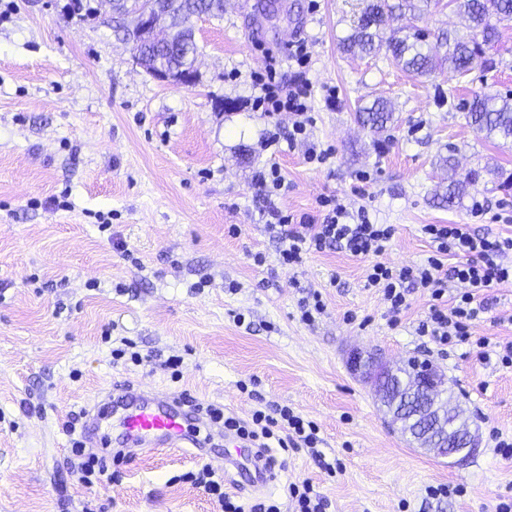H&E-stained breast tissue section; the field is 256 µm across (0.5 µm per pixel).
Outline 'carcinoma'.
<instances>
[{"instance_id": "carcinoma-1", "label": "carcinoma", "mask_w": 512, "mask_h": 512, "mask_svg": "<svg viewBox=\"0 0 512 512\" xmlns=\"http://www.w3.org/2000/svg\"><path fill=\"white\" fill-rule=\"evenodd\" d=\"M459 14L468 21L470 33L449 36L446 33L429 41V35L415 25L431 0H398L394 5L388 0H366V5L353 31L342 40L347 53L366 56L385 51V57L396 66L417 76H429L437 71L449 70L460 77L469 74L474 61L480 59L488 68L493 60L486 57V49L499 37L498 24L512 21V0H451ZM202 15L220 18L224 15V0H182L178 14L171 26L172 40L184 46L180 55L158 45L141 29L129 26L125 14L112 10L109 16H101V23L112 27L115 36L130 46L134 58L147 73L158 68H172L185 63L194 65L199 47L193 36V19ZM403 25L387 33L392 19ZM357 118L362 124L379 132L393 121L394 112L384 99L359 108ZM466 118L488 140H512V95L476 96L467 104ZM479 179L473 171L464 179L455 178V169L448 166V205L461 200L469 186Z\"/></svg>"}]
</instances>
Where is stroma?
Wrapping results in <instances>:
<instances>
[{
    "label": "stroma",
    "mask_w": 512,
    "mask_h": 512,
    "mask_svg": "<svg viewBox=\"0 0 512 512\" xmlns=\"http://www.w3.org/2000/svg\"><path fill=\"white\" fill-rule=\"evenodd\" d=\"M265 2L224 0L223 18L194 19L198 78L183 86L147 74L111 27L70 16L67 0H0V512H216L182 476L205 463L223 474L230 444L217 436L201 452L162 448L115 463L101 485L79 480L68 424H84L99 392L118 384L240 419L281 404L314 421L316 451L273 448L280 467L266 488L225 476L245 506L305 481L328 512H493L512 496V457L495 446L512 439V367L473 344L425 341L416 328L427 296L410 293L391 316L366 285L368 260L348 251L281 267L265 218L273 208L318 216L324 196L366 207L372 223L394 227L379 256L393 266L427 259L426 224L512 237V190L495 176L512 170V141L485 139L463 111L475 94L512 93V22L494 68L418 77L342 51L362 0H275L271 15ZM298 42L310 51L303 68L288 58ZM270 51L282 60L281 88L309 86L326 163L308 161L303 143L261 150L266 121L249 100ZM378 97L394 121L373 133L356 112ZM448 157L459 174L480 173L452 207L442 200ZM273 165L288 189L259 196L252 174ZM314 290L326 310L306 324L299 304ZM485 296L473 335L511 338L512 286ZM126 341L139 363L113 357ZM353 349L444 371L475 453L439 458L391 432L370 384L347 366ZM173 354L183 359L176 378L162 366ZM437 484L465 494L428 496Z\"/></svg>",
    "instance_id": "35a3bbf8"
}]
</instances>
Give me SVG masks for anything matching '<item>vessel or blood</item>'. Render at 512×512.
<instances>
[{"label":"vessel or blood","instance_id":"vessel-or-blood-1","mask_svg":"<svg viewBox=\"0 0 512 512\" xmlns=\"http://www.w3.org/2000/svg\"><path fill=\"white\" fill-rule=\"evenodd\" d=\"M119 396L123 403L120 425L128 455L159 448L199 447L194 418L182 410L177 400L131 385L121 387ZM112 398L111 392H102L100 401L86 410L84 445H92Z\"/></svg>","mask_w":512,"mask_h":512}]
</instances>
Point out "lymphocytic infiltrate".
Returning a JSON list of instances; mask_svg holds the SVG:
<instances>
[{
  "instance_id": "lymphocytic-infiltrate-1",
  "label": "lymphocytic infiltrate",
  "mask_w": 512,
  "mask_h": 512,
  "mask_svg": "<svg viewBox=\"0 0 512 512\" xmlns=\"http://www.w3.org/2000/svg\"><path fill=\"white\" fill-rule=\"evenodd\" d=\"M253 98L254 109L267 118L271 129L263 139L262 148L288 144L307 139L313 122L303 92L281 93L273 81L262 80ZM293 113L295 120L288 134L277 130L280 112ZM271 230L279 240L278 261L290 267L302 262L304 255L325 249L340 248L356 256L371 258L367 284L381 291L392 314H399L407 304L412 290L428 292L430 308L417 327L419 336L429 338L442 346H452L476 340L481 348L491 349L502 365L512 366V340L490 342L487 337L472 338L470 329L487 310L483 298L488 288L512 284V263L506 256L512 252V238L487 237L476 234L467 224H427L423 231L429 235L434 251L426 263L416 267H396L379 262L381 254L391 240L394 228L389 224L371 223L365 208L350 209L336 202L323 219L308 217L293 222L291 216L273 209ZM455 257L456 265L445 266L447 257ZM462 284V291L449 294V283ZM206 414L215 422L223 423L225 431L240 441L255 445L257 441L277 439L280 448L299 441L312 448L318 442V428L310 421L285 406H275L273 414L257 410L250 420L243 421L225 416L219 407L210 405ZM186 481L202 488L210 495L218 512H281L278 504L259 502L250 507L235 502L224 491L223 479L217 478L209 466L187 473Z\"/></svg>"
}]
</instances>
